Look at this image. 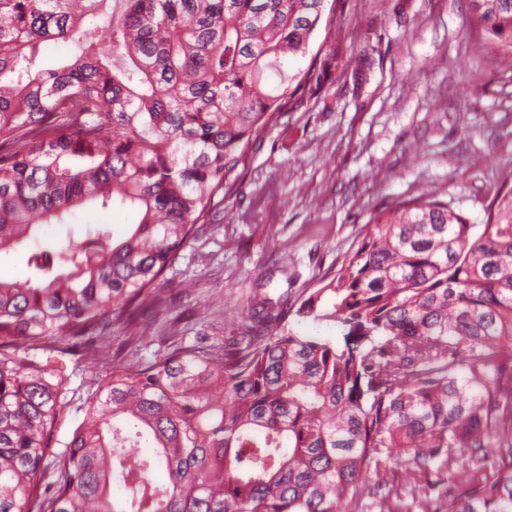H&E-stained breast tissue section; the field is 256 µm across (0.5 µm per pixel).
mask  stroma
<instances>
[{"label": "stroma", "mask_w": 512, "mask_h": 512, "mask_svg": "<svg viewBox=\"0 0 512 512\" xmlns=\"http://www.w3.org/2000/svg\"><path fill=\"white\" fill-rule=\"evenodd\" d=\"M471 0H326L311 52L320 84L268 128L247 154L224 219L183 248L160 284L168 300L134 355L149 363L163 324L176 341L221 344L262 298L297 300L320 287L374 214L438 191L473 224L512 190V53L472 29ZM137 211L77 208L46 224L39 243H81L90 224L114 241ZM121 326L64 358L79 366L58 439L83 418L90 381L125 349Z\"/></svg>", "instance_id": "stroma-1"}]
</instances>
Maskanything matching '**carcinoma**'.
Wrapping results in <instances>:
<instances>
[{"label":"carcinoma","instance_id":"cac0c4a2","mask_svg":"<svg viewBox=\"0 0 512 512\" xmlns=\"http://www.w3.org/2000/svg\"><path fill=\"white\" fill-rule=\"evenodd\" d=\"M111 2L0 0V254L87 203L141 213L121 242L90 228L0 278V512H512V191L476 233L437 194L375 214L327 282L222 347L115 353L54 439L66 350L46 338L142 337L249 144L320 80L264 75L309 53L325 0H122L119 21ZM471 2L512 53V0ZM46 40L79 53L37 69ZM288 321L293 331L302 336H321L337 344L343 343V330L333 322L299 319L292 312L288 316Z\"/></svg>","mask_w":512,"mask_h":512}]
</instances>
